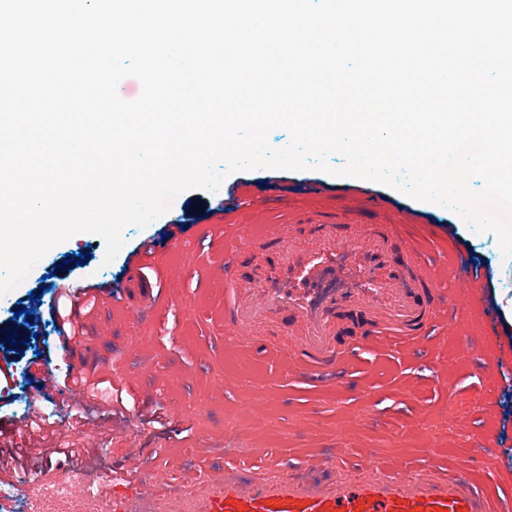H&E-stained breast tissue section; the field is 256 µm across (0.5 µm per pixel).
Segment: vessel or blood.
Returning <instances> with one entry per match:
<instances>
[{"mask_svg": "<svg viewBox=\"0 0 512 512\" xmlns=\"http://www.w3.org/2000/svg\"><path fill=\"white\" fill-rule=\"evenodd\" d=\"M366 208L374 223L363 220ZM266 212L256 203L224 244L222 273L231 290L224 325L233 347L279 337L273 352L283 353L289 374L303 375L355 363L368 347H411L428 336L443 301L441 271L421 260L400 212L370 196L344 213L295 215L309 228L297 237L264 223ZM242 253L256 266L254 279L237 271ZM43 468L54 491L37 512H90L98 499L104 512H492L475 475L407 476L402 465L374 457L358 475L309 479L269 466L247 479L228 466L219 479L192 473L175 488L145 493L134 486L107 497L80 470L58 474L49 462Z\"/></svg>", "mask_w": 512, "mask_h": 512, "instance_id": "1", "label": "vessel or blood"}]
</instances>
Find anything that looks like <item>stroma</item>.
<instances>
[{
    "mask_svg": "<svg viewBox=\"0 0 512 512\" xmlns=\"http://www.w3.org/2000/svg\"><path fill=\"white\" fill-rule=\"evenodd\" d=\"M376 195L404 212L411 233L428 239L423 258L448 262L449 248L469 260L480 302L447 307L430 336L402 352L366 351L326 383L287 377L273 353L229 355L224 344V285L214 272L224 264L222 240L198 227L235 224L265 201L280 224L293 212L343 211L361 194ZM233 198L232 212L218 210ZM125 245L105 262V242L82 232L52 248L13 290L0 296V322L38 295L43 305L24 351H0V425L29 413L79 439L85 420L64 388L67 375L97 371L134 401L98 406L105 426L97 448L81 460L90 477L114 474L112 492L138 483L151 492L170 469L171 484L189 472L222 473L237 466L252 475L263 456L288 466L327 460L347 449L345 469L360 470L368 451L414 470L455 467L476 473L500 512H512V258L493 235L476 232L454 211L415 200L388 186L317 170L255 169L226 176L218 190L188 189L147 227L126 226ZM154 242L142 283L150 310L128 307V264ZM82 252L78 267L70 252ZM95 287L109 303L83 318L84 337L65 353L53 322L56 286ZM456 323L462 335L448 333ZM278 427L281 442L266 448Z\"/></svg>",
    "mask_w": 512,
    "mask_h": 512,
    "instance_id": "stroma-1",
    "label": "stroma"
}]
</instances>
